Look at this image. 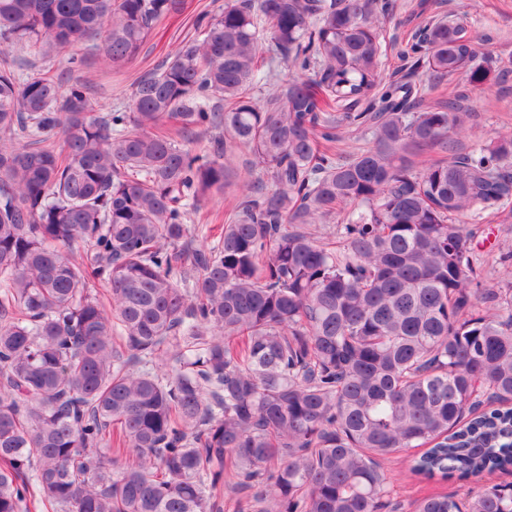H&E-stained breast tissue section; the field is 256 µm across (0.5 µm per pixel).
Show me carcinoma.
<instances>
[{
  "mask_svg": "<svg viewBox=\"0 0 512 512\" xmlns=\"http://www.w3.org/2000/svg\"><path fill=\"white\" fill-rule=\"evenodd\" d=\"M182 8L0 0V48L92 54L102 34L104 62L130 63ZM392 10L224 0L106 117L87 81L0 69V512L32 482L36 512H224L226 485L259 512H512L511 483L399 500L384 472L406 448L427 481L512 470V408L480 410L512 403V288L480 287L471 247L481 213L512 204V134L459 155L463 109L383 79ZM407 55L476 90L489 73L456 15ZM278 58L312 75L261 102ZM212 127L207 154L178 143ZM344 129L372 146L336 156ZM230 145L271 187H246L189 251ZM342 205L338 242L294 229Z\"/></svg>",
  "mask_w": 512,
  "mask_h": 512,
  "instance_id": "obj_1",
  "label": "carcinoma"
}]
</instances>
